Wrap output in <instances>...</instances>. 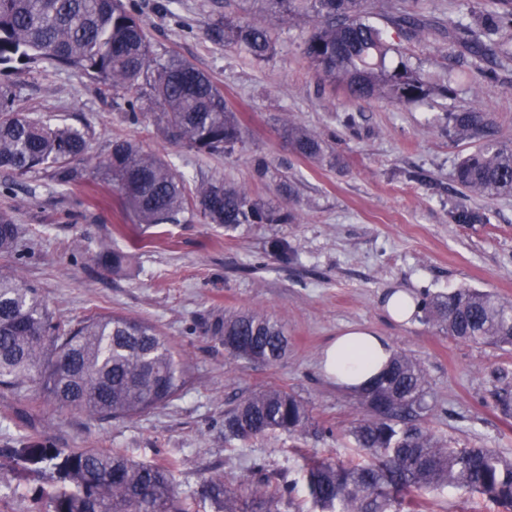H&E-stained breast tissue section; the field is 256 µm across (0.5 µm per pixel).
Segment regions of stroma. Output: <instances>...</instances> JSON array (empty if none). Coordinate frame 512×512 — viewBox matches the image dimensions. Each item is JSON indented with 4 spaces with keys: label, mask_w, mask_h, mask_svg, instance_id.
Listing matches in <instances>:
<instances>
[{
    "label": "stroma",
    "mask_w": 512,
    "mask_h": 512,
    "mask_svg": "<svg viewBox=\"0 0 512 512\" xmlns=\"http://www.w3.org/2000/svg\"><path fill=\"white\" fill-rule=\"evenodd\" d=\"M131 2L156 54L191 61L223 88L243 142L230 155H202L171 145L152 124L127 123L120 96L83 72L47 62L0 70V86L12 91L17 108L82 130L89 146L84 179L68 188L45 170H0V212L21 227L13 257H0V266L16 268L61 322L117 314L153 323L178 352L187 382L174 401L120 420L55 407L33 388L0 391V449L27 437L168 463L187 499L211 476L253 479L257 463L266 475L293 480L303 455L362 462L348 432L367 410L359 395L323 378L319 360L338 330L367 325L394 353L422 366L429 409L418 424L454 447L492 448L512 459V415H503L493 397L512 389V347L453 339L418 317L396 324L383 307L398 288L419 299L471 287L512 303V196L486 199L455 181V167L475 141L456 133L450 119L468 109L491 113L494 137L512 144V69L469 78L468 55L448 48V21L462 0H381L383 9L438 26L429 39L404 42V59L450 90L405 106L353 100L325 86L303 53L307 19L274 25L273 52L258 61L209 35L240 12V0ZM288 120L321 136L332 160L291 151L279 135ZM116 137L165 156L192 184L221 177L277 203L280 179L288 177L294 219L234 231L198 220L137 224L100 167ZM461 210L480 212L482 222H455L452 214ZM275 240L287 244L289 260L271 251ZM105 242L129 254L121 270L98 264ZM245 311L284 325L290 347L280 363L234 358L209 332L214 318ZM270 386L307 404L309 427L225 444V410ZM43 485L5 471L0 512H45ZM406 512L500 508L448 487L415 493Z\"/></svg>",
    "instance_id": "35a3bbf8"
}]
</instances>
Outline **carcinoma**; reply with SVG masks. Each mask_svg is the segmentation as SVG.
Instances as JSON below:
<instances>
[{
	"label": "carcinoma",
	"mask_w": 512,
	"mask_h": 512,
	"mask_svg": "<svg viewBox=\"0 0 512 512\" xmlns=\"http://www.w3.org/2000/svg\"><path fill=\"white\" fill-rule=\"evenodd\" d=\"M260 5L261 15L242 8L224 16L213 34L236 44L255 60L273 50L270 24L312 22L304 54L332 85L355 100L382 99L405 105L424 102L436 88L400 60L385 58L400 48L388 37L392 27L409 40L426 39L433 26L415 14L391 13L384 23L367 0H241ZM495 18L476 17L470 3L448 21L449 46L465 47L475 76L492 65L512 66V0H500ZM47 60L95 75L127 95L132 125L151 122L170 144L203 154H230L243 134L224 90L192 62L151 50L133 6L125 0H0V66ZM150 96L157 112H138ZM462 133L478 144L457 164L455 179L467 191L487 197L512 196V148L487 135L488 113L458 112ZM293 151L321 160L326 143L291 122L281 127ZM85 134L20 112L0 88V169L18 175L51 170L69 185L83 176ZM104 174L140 224H179L188 214L205 224L234 230L242 224H286L288 209L262 201L224 179L187 190L184 177L162 156L135 141L117 138L101 163ZM20 226L0 213V257L13 253ZM127 255L105 246L99 261L118 270ZM424 319L448 336L489 345H512V304L471 288L429 294L418 303ZM210 331L224 340L232 356L274 364L288 354V338L276 321L254 312L215 319ZM38 384L48 400L99 419H124L172 401L185 384L178 354L154 325L126 316L106 315L65 324L54 320L36 289L0 269V389L17 392ZM425 373L406 355L361 393L370 417L351 431L354 446L369 450L365 463L312 460L302 480L320 512H404L409 494L454 486L486 497L512 512V461L491 448H453L414 424L427 409ZM307 406L287 390L272 387L250 395L224 413V441H247L274 431L295 434L309 422ZM17 469L48 470L52 483L43 491L47 512H193L177 495L172 470L139 463L98 448H53L26 440L10 451ZM297 482L262 476L233 484L222 477L204 480L196 492L216 512H282L292 504Z\"/></svg>",
	"instance_id": "obj_1"
}]
</instances>
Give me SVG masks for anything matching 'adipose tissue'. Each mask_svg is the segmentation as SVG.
<instances>
[{
  "label": "adipose tissue",
  "mask_w": 512,
  "mask_h": 512,
  "mask_svg": "<svg viewBox=\"0 0 512 512\" xmlns=\"http://www.w3.org/2000/svg\"><path fill=\"white\" fill-rule=\"evenodd\" d=\"M390 342L369 326H351L337 333L324 349L320 370L337 388L358 392L388 365Z\"/></svg>",
  "instance_id": "obj_1"
}]
</instances>
